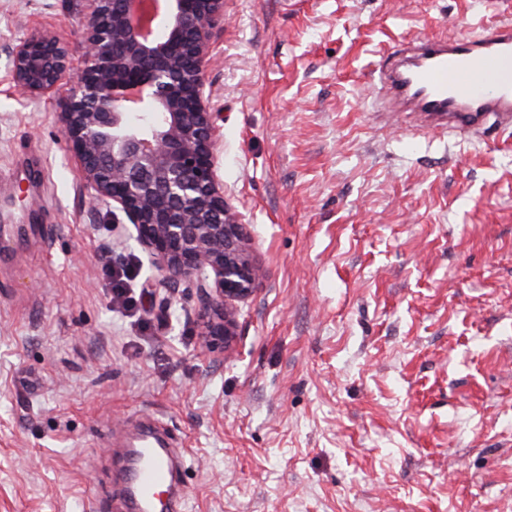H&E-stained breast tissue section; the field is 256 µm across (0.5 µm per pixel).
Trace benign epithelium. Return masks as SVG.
<instances>
[{
	"instance_id": "obj_1",
	"label": "benign epithelium",
	"mask_w": 512,
	"mask_h": 512,
	"mask_svg": "<svg viewBox=\"0 0 512 512\" xmlns=\"http://www.w3.org/2000/svg\"><path fill=\"white\" fill-rule=\"evenodd\" d=\"M87 0L83 67L62 133L92 200L123 213L164 285L195 286L205 345L236 336L237 303L260 283L240 213L217 179L214 113L204 96L210 39L224 0ZM16 87L54 92L68 45L35 30L11 52Z\"/></svg>"
}]
</instances>
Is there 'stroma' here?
I'll list each match as a JSON object with an SVG mask.
<instances>
[{"label":"stroma","instance_id":"stroma-1","mask_svg":"<svg viewBox=\"0 0 512 512\" xmlns=\"http://www.w3.org/2000/svg\"><path fill=\"white\" fill-rule=\"evenodd\" d=\"M85 12L0 0V226L27 227L0 238V512H127L112 440L152 418L185 512H512V131L414 135L370 74L384 42L512 0H224L205 93L264 276L221 354L92 202L66 88L12 82L36 29L80 69Z\"/></svg>","mask_w":512,"mask_h":512}]
</instances>
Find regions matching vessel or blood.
Listing matches in <instances>:
<instances>
[{
    "label": "vessel or blood",
    "mask_w": 512,
    "mask_h": 512,
    "mask_svg": "<svg viewBox=\"0 0 512 512\" xmlns=\"http://www.w3.org/2000/svg\"><path fill=\"white\" fill-rule=\"evenodd\" d=\"M377 82L388 111L414 114L417 130L465 136L512 129V22L391 42L379 55ZM128 455L127 491L137 512H153L159 491L174 481L173 450L147 432Z\"/></svg>",
    "instance_id": "vessel-or-blood-1"
}]
</instances>
